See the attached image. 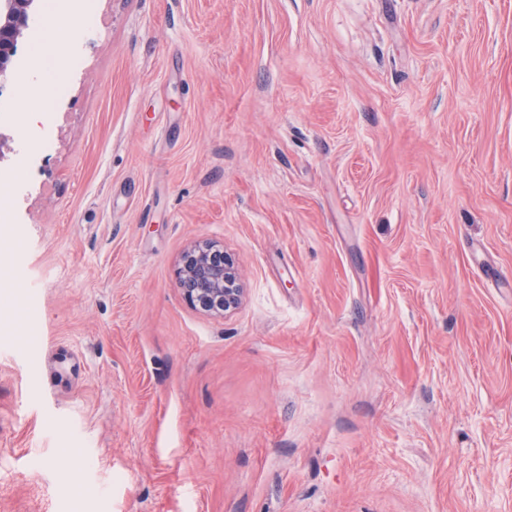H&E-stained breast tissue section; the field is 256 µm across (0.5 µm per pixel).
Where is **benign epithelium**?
<instances>
[{"label":"benign epithelium","instance_id":"obj_1","mask_svg":"<svg viewBox=\"0 0 512 512\" xmlns=\"http://www.w3.org/2000/svg\"><path fill=\"white\" fill-rule=\"evenodd\" d=\"M38 8V0H0V92L13 79L16 53ZM176 279L185 301L205 314L224 317L242 304L244 288L236 261L212 241H197L183 251Z\"/></svg>","mask_w":512,"mask_h":512}]
</instances>
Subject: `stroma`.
I'll use <instances>...</instances> for the list:
<instances>
[{
    "mask_svg": "<svg viewBox=\"0 0 512 512\" xmlns=\"http://www.w3.org/2000/svg\"><path fill=\"white\" fill-rule=\"evenodd\" d=\"M83 2L0 93V512H512V0ZM14 155H16L15 161H16L17 157H18V159H17L16 163L14 162L15 165H13L12 167H11V165H12V162H11V164H9L7 169H2V166L0 163V190L10 193L11 197L16 199L23 193V190L21 187L23 183H22V179L21 180L14 179V177H13L14 170L19 165H22L25 169V175H27V167H29V168L33 167V165L35 164V156L32 153L21 152L20 150L17 151ZM2 191H1V193L5 194ZM176 279L185 301L205 314L223 318L242 304L244 288L236 261L215 242L197 241L185 249Z\"/></svg>",
    "mask_w": 512,
    "mask_h": 512,
    "instance_id": "obj_1",
    "label": "stroma"
}]
</instances>
